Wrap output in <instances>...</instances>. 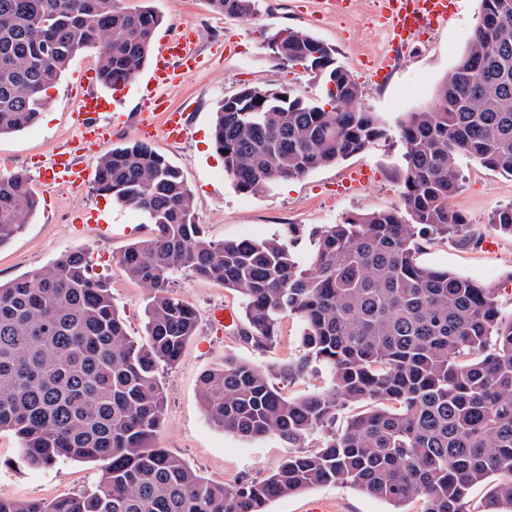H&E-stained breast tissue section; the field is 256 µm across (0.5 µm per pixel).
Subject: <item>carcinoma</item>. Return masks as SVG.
Returning a JSON list of instances; mask_svg holds the SVG:
<instances>
[{"label":"carcinoma","mask_w":512,"mask_h":512,"mask_svg":"<svg viewBox=\"0 0 512 512\" xmlns=\"http://www.w3.org/2000/svg\"><path fill=\"white\" fill-rule=\"evenodd\" d=\"M120 0H0V136L34 125L47 91L82 51L101 47L104 86L133 82L161 17ZM472 38L430 106L400 122L403 210L353 214L312 230L314 253L293 250L298 227L267 240H210L196 223L182 170L141 142L100 156L98 194L141 212L152 235L118 257L151 291L143 342L130 336L109 284L85 250L0 283V432L33 467L96 462L95 490L52 499L0 497V512H269L279 498L326 484L418 512H512V314L495 288L420 264L423 242L457 234L479 247L448 202L458 160L512 176V0H481ZM232 18L258 0H209ZM273 57L324 75L326 98L245 87L215 112L212 140L235 188L257 194L378 145L381 120L328 44L288 29L268 38ZM39 206L28 177L0 176V247ZM491 223L512 235V205ZM179 272L243 297L239 335L274 344L287 318L302 326L304 354L262 367L226 358L204 372L208 420L245 440L276 437L294 449L266 476L225 485L156 445L166 397L156 377L198 325L169 293ZM317 363L322 389L289 397L275 383ZM355 413L336 427V415ZM319 442L305 448L307 441Z\"/></svg>","instance_id":"carcinoma-1"}]
</instances>
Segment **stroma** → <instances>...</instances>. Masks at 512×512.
<instances>
[{"label":"stroma","mask_w":512,"mask_h":512,"mask_svg":"<svg viewBox=\"0 0 512 512\" xmlns=\"http://www.w3.org/2000/svg\"><path fill=\"white\" fill-rule=\"evenodd\" d=\"M162 18L158 35L178 32L193 24L201 36L206 65L169 92L174 106L188 112L189 131L177 143L152 141L153 149L182 169L192 192L197 223L209 239L264 240L285 236L289 225L310 229L336 224L347 215L392 210L402 203L400 172L403 149L397 129L407 113L431 104L443 79L466 48L481 9V0H458L447 27L427 45L408 51L385 81H377L371 60L383 46L382 34L366 0H354L349 11L322 13L318 0H259L249 22L216 12L208 0H149ZM311 35L336 50L338 60L363 90L364 107L383 121L387 138L371 150L309 175L271 185L258 194L237 191L215 153L211 130L214 112L224 97L245 86L286 90L310 101H320L325 86L322 74L276 60L266 38L282 29ZM97 52H81L47 92L49 103L35 125L0 137V174L26 172L31 182L39 175L28 161L50 154L75 134L73 114L84 92L82 74L96 66ZM462 187L450 208L485 234L483 248L451 239L424 245L422 265L444 268L495 286L504 313L512 312V238L500 234L489 219L512 204V176L458 162ZM363 169L367 184L354 191L340 190L350 171ZM40 207L21 234L0 248V282L52 264L73 249L86 250L93 274L112 287V297L128 330L145 338V306L150 292L130 280L117 263L131 243L147 239L151 227L132 208L113 203L96 193L93 185L71 189L42 188ZM174 296L192 303L198 314L195 336L181 359L162 366L158 376L167 396L165 422L158 434L161 447L185 458L207 479L234 484L258 479L289 454L286 443L274 437L244 441L212 425L199 398V378L231 355L262 366L298 359L303 348L301 326L284 320L277 344L258 350L238 335L236 327L216 332L211 313L230 307L241 313L238 293L188 274L177 275ZM100 476L96 463H64L34 469L17 454V442L0 434V497L19 500L50 499L77 490H92ZM325 501L331 512H391L390 503L339 485H323L273 501L269 512H304L307 502Z\"/></svg>","instance_id":"stroma-1"}]
</instances>
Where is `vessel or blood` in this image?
Listing matches in <instances>:
<instances>
[{"label":"vessel or blood","mask_w":512,"mask_h":512,"mask_svg":"<svg viewBox=\"0 0 512 512\" xmlns=\"http://www.w3.org/2000/svg\"><path fill=\"white\" fill-rule=\"evenodd\" d=\"M380 7L387 36V51L379 60L380 69L390 72L393 64L411 42L426 41L447 23L453 8L450 0H376ZM205 64L199 36L191 26L185 25L171 37L162 38L153 53L152 63L144 81L147 97L155 105H164V92L174 84L196 73ZM85 94L80 98L75 115L76 136L68 147L53 151L50 156L39 157L36 168L43 185L82 186L92 179L88 162L91 155L101 151L110 139L111 126L95 121L100 112H112L114 120H122L118 104L128 95L129 85L113 88L111 96L98 93L103 78L99 71H86L82 78ZM139 134L148 138H161L171 143L182 141L187 133L184 113H162L160 119L144 118L138 126Z\"/></svg>","instance_id":"1"}]
</instances>
